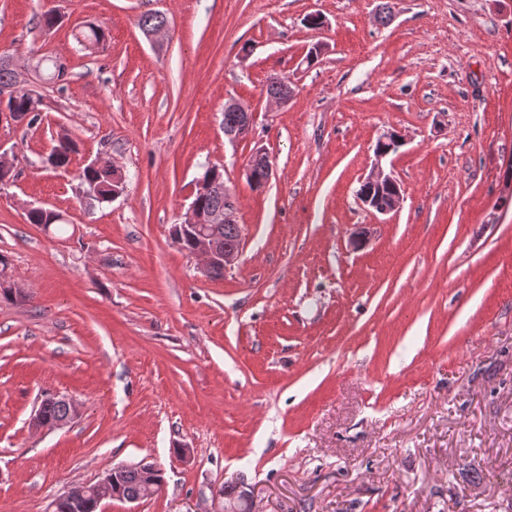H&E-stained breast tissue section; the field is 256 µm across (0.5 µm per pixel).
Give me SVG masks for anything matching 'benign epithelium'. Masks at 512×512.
Returning <instances> with one entry per match:
<instances>
[{"instance_id":"1","label":"benign epithelium","mask_w":512,"mask_h":512,"mask_svg":"<svg viewBox=\"0 0 512 512\" xmlns=\"http://www.w3.org/2000/svg\"><path fill=\"white\" fill-rule=\"evenodd\" d=\"M0 61L16 70L15 83L10 87L0 89L1 99L5 100L19 90H23L30 95L35 94L36 89H34L32 79L27 74L17 71L13 59L7 57ZM224 110L235 112L238 115V119L233 125L224 128V136L232 143L247 139L252 133L254 123V113L251 106L230 99L224 103ZM378 142L381 148L374 152V162L362 180V183L367 185L368 191L360 195L359 200L371 212L387 215L400 208L403 201V192L397 189L385 195L381 194L383 188L397 183V179L392 173L385 169L383 161L394 149L403 144V138L399 132L390 130L383 133L378 138ZM257 167L264 171L265 180L271 179L274 171L273 160L262 149L255 150L249 157L246 174H251ZM236 210L237 201L226 189L224 190V208L203 212L192 202L181 216L180 224L177 225V230H182L192 236L194 258L207 276L210 275L212 267L221 265L227 269L233 266L240 257L241 244L222 246L205 233V227L210 224L236 223ZM127 469L128 466L126 465L115 466L108 470L95 484L76 488L68 492L66 498L76 501H85L91 498L99 505L102 501L112 498V486Z\"/></svg>"}]
</instances>
